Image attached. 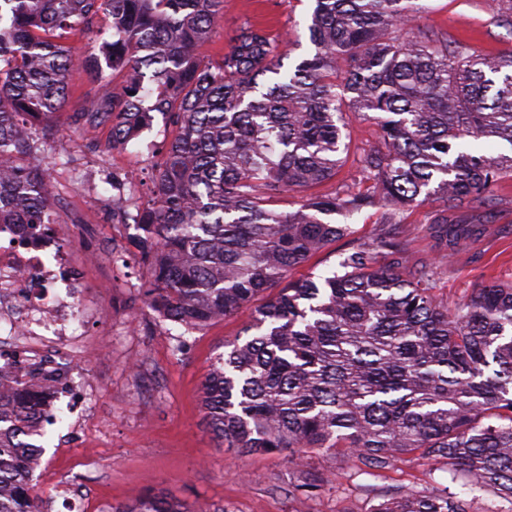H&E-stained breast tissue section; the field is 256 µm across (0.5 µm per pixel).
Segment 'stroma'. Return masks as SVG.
<instances>
[{
    "label": "stroma",
    "mask_w": 512,
    "mask_h": 512,
    "mask_svg": "<svg viewBox=\"0 0 512 512\" xmlns=\"http://www.w3.org/2000/svg\"><path fill=\"white\" fill-rule=\"evenodd\" d=\"M428 9L413 23L449 47L465 46L481 55L512 56V25L493 12L489 0H427ZM310 0H224V19L205 47L214 55L229 48L238 26L258 19L274 30L305 29ZM81 69L69 76L65 114L47 118L58 144L49 158V171L59 183L51 207L59 221L78 225L65 243L75 254L91 250L101 261L86 271L94 295L106 304L104 316L88 321L91 340L106 354L87 369L96 391L85 398L95 425L78 430L74 414L48 426L43 441L44 467L34 476L44 512H67L61 486L76 483L84 490L81 512H112L161 493L188 505H208L223 512H369L373 504L404 486L416 491L450 487L470 500L474 512H512V504L485 492L472 491L466 478L445 466L431 467L412 457L394 468L372 475L357 459H329L307 450V461L319 480L318 488H297L288 454L238 455L219 446L210 432L201 405V383L225 341L237 337L246 315L232 316L192 332L166 321L152 309L145 290L152 281L148 264L125 261L135 229L112 218V199L129 186L146 192L147 175L163 159L168 132L162 117L127 146H109L110 128L77 129L70 115L102 92ZM349 150L336 178L323 191L350 187L365 189L359 158L380 140L374 123L346 113ZM488 205L450 209L452 224H484L486 233L469 238L451 256L435 246L432 205L409 211L397 235L407 244L412 262L432 266L436 293L457 303L474 288L491 282L512 284V175L503 178ZM381 208L353 214L351 236L331 244L292 271V278L324 274L335 269L340 252L379 233ZM104 429H97V422Z\"/></svg>",
    "instance_id": "35a3bbf8"
}]
</instances>
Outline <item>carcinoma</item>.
I'll return each instance as SVG.
<instances>
[{"instance_id":"obj_1","label":"carcinoma","mask_w":512,"mask_h":512,"mask_svg":"<svg viewBox=\"0 0 512 512\" xmlns=\"http://www.w3.org/2000/svg\"><path fill=\"white\" fill-rule=\"evenodd\" d=\"M306 35L314 53L284 67L281 35L244 21L219 58L203 55L224 0H0V223L51 224L35 120L66 111L80 66L112 92L71 116L111 124L112 148L165 119L169 141L156 190L114 205L138 230L152 271L145 295L187 332L250 311L203 383L214 437L241 454L303 449L357 458L368 472L417 453L460 469L471 485L512 503V285L487 284L448 307L428 267L409 268L395 227L411 208L493 200L512 174V57L492 60L448 40L408 35L419 0H313ZM110 32L94 29L99 15ZM90 35L81 62L61 40ZM345 67L336 72V63ZM376 124L381 146L362 154L369 186L307 196L274 208L289 189L331 180L344 162L343 114ZM478 141L477 151L469 141ZM386 208L388 230L343 253L328 276L292 281L253 306L328 244L347 218ZM452 250L487 228L436 221ZM386 249L393 261L374 262ZM39 395L27 383L0 409V512H43L31 453L17 433L41 438ZM112 512H188L147 495ZM370 512H471L448 488L401 489Z\"/></svg>"}]
</instances>
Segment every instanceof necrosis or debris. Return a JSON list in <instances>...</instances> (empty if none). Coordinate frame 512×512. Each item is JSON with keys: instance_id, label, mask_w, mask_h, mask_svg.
Segmentation results:
<instances>
[{"instance_id": "necrosis-or-debris-1", "label": "necrosis or debris", "mask_w": 512, "mask_h": 512, "mask_svg": "<svg viewBox=\"0 0 512 512\" xmlns=\"http://www.w3.org/2000/svg\"><path fill=\"white\" fill-rule=\"evenodd\" d=\"M62 224H0V348L23 346L31 365H42L35 386L45 413L59 411L62 398L80 394L77 376L101 351L85 337L88 315L83 271L97 254L73 263L61 243Z\"/></svg>"}]
</instances>
